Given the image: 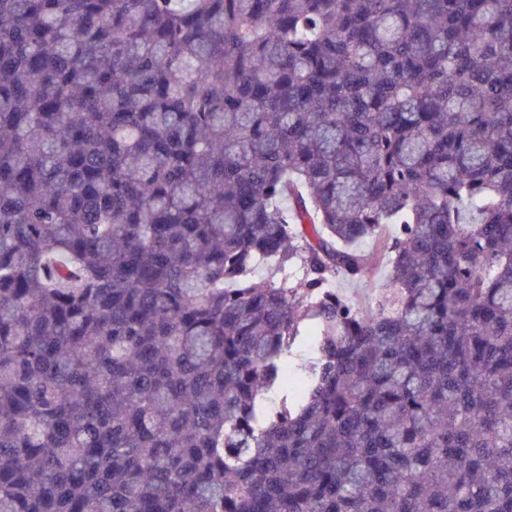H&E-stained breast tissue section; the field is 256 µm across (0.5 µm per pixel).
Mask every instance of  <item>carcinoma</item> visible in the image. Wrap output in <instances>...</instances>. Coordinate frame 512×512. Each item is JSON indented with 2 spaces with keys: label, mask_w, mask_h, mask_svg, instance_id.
I'll return each instance as SVG.
<instances>
[{
  "label": "carcinoma",
  "mask_w": 512,
  "mask_h": 512,
  "mask_svg": "<svg viewBox=\"0 0 512 512\" xmlns=\"http://www.w3.org/2000/svg\"><path fill=\"white\" fill-rule=\"evenodd\" d=\"M0 512H512V0H0Z\"/></svg>",
  "instance_id": "obj_1"
}]
</instances>
